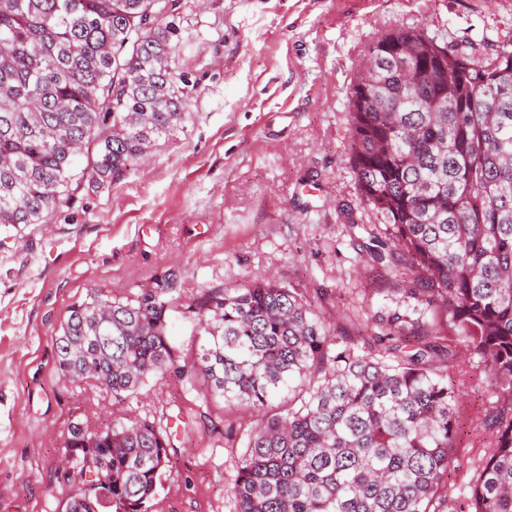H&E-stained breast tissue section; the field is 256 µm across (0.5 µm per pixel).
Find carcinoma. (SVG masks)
I'll return each instance as SVG.
<instances>
[{
  "mask_svg": "<svg viewBox=\"0 0 512 512\" xmlns=\"http://www.w3.org/2000/svg\"><path fill=\"white\" fill-rule=\"evenodd\" d=\"M160 0H0V226L40 224L84 174L119 178L188 112L171 56L179 28ZM421 72L410 83L394 56ZM352 85L350 160L383 217L366 262L406 283L373 313L362 351L315 302L266 278L185 300L170 273L132 297L92 289L55 339L58 371L112 396L175 373L169 312L202 336L198 365L226 403L259 420L242 456L237 512H447L458 393L448 370L461 343L490 386L512 394V44L480 61L415 29L370 47ZM372 96L363 110L354 92ZM288 400L276 410L274 400ZM495 446L470 486V512H512V401L487 416ZM70 512H152L174 449L162 423L70 421Z\"/></svg>",
  "mask_w": 512,
  "mask_h": 512,
  "instance_id": "1",
  "label": "carcinoma"
}]
</instances>
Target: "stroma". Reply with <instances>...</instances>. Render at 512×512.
<instances>
[{
	"mask_svg": "<svg viewBox=\"0 0 512 512\" xmlns=\"http://www.w3.org/2000/svg\"><path fill=\"white\" fill-rule=\"evenodd\" d=\"M171 66L189 117L113 182L84 178L44 223L0 229V512H59L69 422L157 419L178 449L153 512H236L232 487L257 420L172 375L113 398L56 370L55 340L91 286L126 297L177 273L186 294L265 277L306 292L326 320L362 328L383 303L352 223L380 215L350 161L351 87L372 43L414 27L449 49L494 57L512 41V0H176ZM459 435L448 512H468L492 449L486 414L504 397L478 357L448 371Z\"/></svg>",
	"mask_w": 512,
	"mask_h": 512,
	"instance_id": "1",
	"label": "stroma"
}]
</instances>
